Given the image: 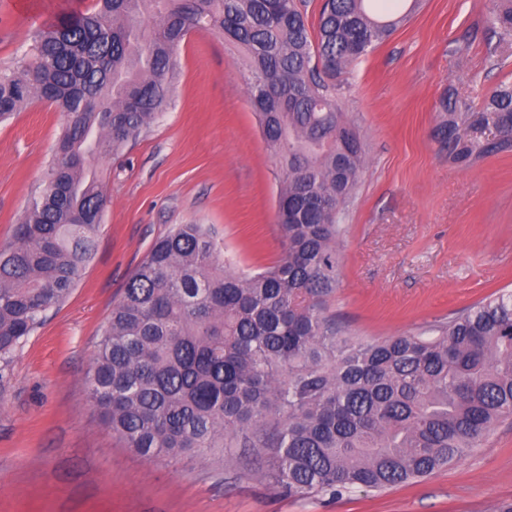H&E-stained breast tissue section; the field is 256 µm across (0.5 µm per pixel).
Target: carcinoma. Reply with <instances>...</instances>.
<instances>
[{
  "instance_id": "cac0c4a2",
  "label": "carcinoma",
  "mask_w": 512,
  "mask_h": 512,
  "mask_svg": "<svg viewBox=\"0 0 512 512\" xmlns=\"http://www.w3.org/2000/svg\"><path fill=\"white\" fill-rule=\"evenodd\" d=\"M324 0L310 28L296 0H94L40 29L0 69V122L32 99L66 120L59 149L12 240L0 246V366L70 295L97 247L99 162L169 102L176 52L193 30L247 53L244 84L283 180L282 258L228 269L209 228L180 224L129 278L98 344L88 398L104 425L155 460L219 448L264 456L263 478L295 496L424 478L512 418V291L419 334L350 336L330 313L338 216L365 163L336 76L406 19L402 0ZM488 25L512 34V0ZM435 137L460 166L512 152V84L477 111V132L439 102Z\"/></svg>"
}]
</instances>
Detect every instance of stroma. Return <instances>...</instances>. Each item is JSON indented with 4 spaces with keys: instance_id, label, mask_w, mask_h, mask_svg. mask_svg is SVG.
<instances>
[{
    "instance_id": "obj_1",
    "label": "stroma",
    "mask_w": 512,
    "mask_h": 512,
    "mask_svg": "<svg viewBox=\"0 0 512 512\" xmlns=\"http://www.w3.org/2000/svg\"><path fill=\"white\" fill-rule=\"evenodd\" d=\"M92 0H0V67L40 27ZM498 0H422L396 31L336 78L366 164L340 213L331 310L352 335L419 333L512 289V155L466 168L434 136L454 90L470 110L512 83V36L489 30ZM169 104L147 133L98 166L110 203L97 252L46 310L0 381V512H501L512 505V420L430 476L382 491L297 497L255 476L252 455L146 461L87 397L112 306L152 246L180 224L210 227L241 271L283 254L282 172L244 90L245 54L207 30L178 51ZM63 116L32 101L0 123V244L44 180Z\"/></svg>"
}]
</instances>
